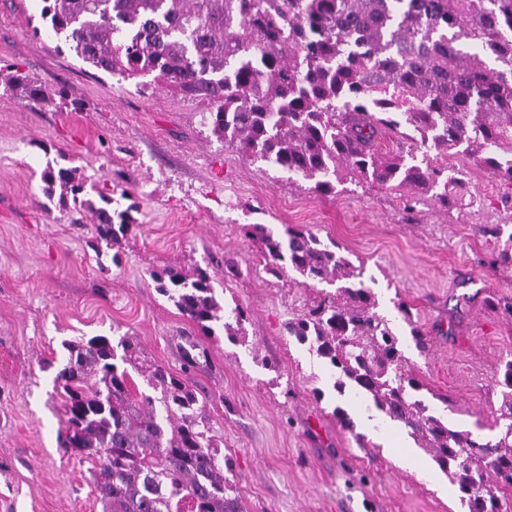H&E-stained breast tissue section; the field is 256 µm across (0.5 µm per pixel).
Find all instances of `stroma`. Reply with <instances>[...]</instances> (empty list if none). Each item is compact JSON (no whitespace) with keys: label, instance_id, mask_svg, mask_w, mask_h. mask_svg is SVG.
<instances>
[{"label":"stroma","instance_id":"obj_1","mask_svg":"<svg viewBox=\"0 0 512 512\" xmlns=\"http://www.w3.org/2000/svg\"><path fill=\"white\" fill-rule=\"evenodd\" d=\"M41 0H0V512H101L88 466L60 448L54 369L64 342L137 336L148 356L179 371L199 334L151 278L209 268L227 308L245 314L243 342L203 337L196 376L234 463L243 512H467L447 475L403 425L332 388L328 368L288 324L335 293L270 274L243 227L303 225L372 277L428 404L455 429L496 440L506 422L494 379L512 361V267L489 266L494 225L512 232V185L472 159L463 205L406 210L371 185L324 196L214 137L204 104L144 79L100 72L44 28ZM19 69L64 95L24 99ZM80 167L88 182L139 205L129 234L99 244L82 207L42 191L46 166ZM432 338L419 352L396 302ZM345 410L341 423L334 408Z\"/></svg>","mask_w":512,"mask_h":512}]
</instances>
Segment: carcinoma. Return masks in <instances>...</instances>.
<instances>
[{"label": "carcinoma", "mask_w": 512, "mask_h": 512, "mask_svg": "<svg viewBox=\"0 0 512 512\" xmlns=\"http://www.w3.org/2000/svg\"><path fill=\"white\" fill-rule=\"evenodd\" d=\"M41 18L95 69L124 80L142 76L176 96L207 105L212 133L255 161L313 183L365 184L399 192L407 207L425 197L458 200L462 178L448 157L464 155L512 184V0H42ZM24 98H48L16 72ZM396 150L380 151L385 139ZM44 194L81 201L98 240L125 236L131 204L113 207L115 190L94 188L76 168L48 167ZM266 268L288 269L303 283H341L288 325L332 370L333 389L372 401L429 450L457 487L468 512H498L512 489V361L494 379L500 416L511 420L496 441L448 426L406 369L389 319L375 311L364 267L311 229L274 233L249 224ZM158 292L208 335H244V311L226 312L208 269L152 273ZM397 310L415 347L430 348L410 308ZM55 378L61 447L90 464L102 512H241L205 396L192 375L208 367L193 341L182 373L150 359L126 332L81 337ZM142 378L151 393L139 389Z\"/></svg>", "instance_id": "carcinoma-1"}]
</instances>
